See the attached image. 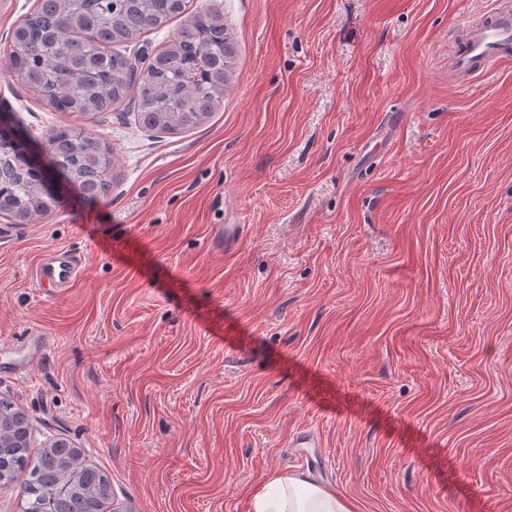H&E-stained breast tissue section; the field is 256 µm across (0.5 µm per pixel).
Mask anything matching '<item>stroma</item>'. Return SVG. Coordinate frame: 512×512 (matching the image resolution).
<instances>
[{"label":"stroma","instance_id":"35a3bbf8","mask_svg":"<svg viewBox=\"0 0 512 512\" xmlns=\"http://www.w3.org/2000/svg\"><path fill=\"white\" fill-rule=\"evenodd\" d=\"M485 2L191 0L234 37L221 107L177 134L98 113L110 195L0 213V396L32 450L76 445L112 512H253L302 471L357 512H512V67L448 73ZM35 5L0 0V113L39 151L75 121L6 69ZM58 248L80 279L35 287Z\"/></svg>","mask_w":512,"mask_h":512}]
</instances>
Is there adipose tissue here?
<instances>
[{"label": "adipose tissue", "instance_id": "obj_1", "mask_svg": "<svg viewBox=\"0 0 512 512\" xmlns=\"http://www.w3.org/2000/svg\"><path fill=\"white\" fill-rule=\"evenodd\" d=\"M248 496L254 512H352L342 495L325 488L307 472L272 474Z\"/></svg>", "mask_w": 512, "mask_h": 512}]
</instances>
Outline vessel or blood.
Here are the masks:
<instances>
[{
	"mask_svg": "<svg viewBox=\"0 0 512 512\" xmlns=\"http://www.w3.org/2000/svg\"><path fill=\"white\" fill-rule=\"evenodd\" d=\"M460 42L451 67L462 82L467 84L478 77L490 78L503 65L512 62V13H490L488 20L464 28ZM80 274L81 268L70 252L61 249L39 263L36 277L38 281L67 288Z\"/></svg>",
	"mask_w": 512,
	"mask_h": 512,
	"instance_id": "vessel-or-blood-1",
	"label": "vessel or blood"
}]
</instances>
